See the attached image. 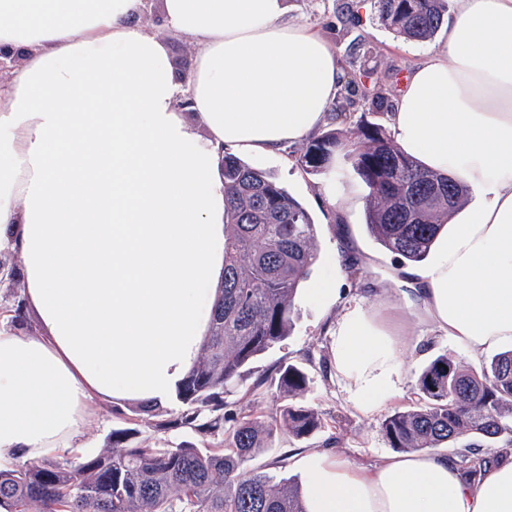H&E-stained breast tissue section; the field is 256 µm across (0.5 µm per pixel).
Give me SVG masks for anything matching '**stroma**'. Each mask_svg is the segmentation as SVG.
Masks as SVG:
<instances>
[{
	"instance_id": "obj_1",
	"label": "stroma",
	"mask_w": 512,
	"mask_h": 512,
	"mask_svg": "<svg viewBox=\"0 0 512 512\" xmlns=\"http://www.w3.org/2000/svg\"><path fill=\"white\" fill-rule=\"evenodd\" d=\"M340 0H291V16L316 29L336 52L340 64L357 56L366 70L378 78L383 101L371 104L352 100L347 110L352 118L386 124L393 106L394 91L411 67L436 48V41L411 42L395 36L375 17L372 7L358 15L339 10ZM162 0H143L138 22L168 47L179 76H186L194 48L188 38L161 23ZM251 167L273 174L300 201L316 224L314 249L316 261L304 288L295 301L293 330L290 336L257 359L250 373L224 393L228 408L247 414L271 416L279 412L282 400L270 393L253 394L261 379L274 376L281 365L292 363L307 375L302 400L321 414L324 428L306 440L277 434L273 454H288L286 467L275 469L276 478L299 479L298 460L312 448L337 454L353 463L369 466L396 456L382 435V420L397 410H407L417 399L416 381L423 369L436 357L447 356L468 369L480 368L481 359L470 357L453 339L440 335L423 323L416 292L400 280L397 269L403 259L383 248L365 225L364 210L342 217L320 186L324 175L304 173L286 152L250 159ZM356 275H349L348 267ZM336 284L338 299L332 303L318 300L312 293L317 282ZM393 304L392 342L398 353L401 384L397 391L368 411L353 402V385L340 375L335 363L336 319L344 309L361 307L373 311L381 297ZM129 404L125 401H99L86 432L84 452L69 455L72 463L105 450L113 431L127 428Z\"/></svg>"
}]
</instances>
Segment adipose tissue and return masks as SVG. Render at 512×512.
<instances>
[{
  "label": "adipose tissue",
  "instance_id": "ef3b65f1",
  "mask_svg": "<svg viewBox=\"0 0 512 512\" xmlns=\"http://www.w3.org/2000/svg\"><path fill=\"white\" fill-rule=\"evenodd\" d=\"M455 2L388 127L483 199L430 262L399 270L425 322L476 358L512 346V0ZM140 6L0 0V50L25 59L0 91V251L22 254L40 325L0 330V464L82 450L95 401L174 398L224 275L218 146L274 154L316 133L344 90L289 0H162L163 24L195 48L184 86ZM388 321L355 307L336 323V369L362 409L394 387ZM298 466L306 512H512V456L474 482L435 452L360 467L312 449Z\"/></svg>",
  "mask_w": 512,
  "mask_h": 512
}]
</instances>
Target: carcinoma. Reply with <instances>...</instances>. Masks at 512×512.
<instances>
[{
	"mask_svg": "<svg viewBox=\"0 0 512 512\" xmlns=\"http://www.w3.org/2000/svg\"><path fill=\"white\" fill-rule=\"evenodd\" d=\"M386 29L409 41L428 42L448 19L449 0H373ZM347 91L380 100L379 82L347 72ZM307 174H327L342 160L345 174L366 190L365 223L375 240L402 258L426 257L441 227L470 191L405 156L385 128L359 123L309 140L295 156ZM224 282L214 302L201 356L176 392L177 411L138 402L130 427L112 432L109 448L69 465L24 462L0 468V512H306L299 484L276 480L248 463L272 445L278 431L301 440L325 427L312 407L293 403L307 377L296 365L280 367L264 385L290 399L279 416L265 419L224 410V388L260 355L290 335L295 299L316 260L315 224L308 210L272 174L224 155ZM15 326L25 324L23 299L4 305ZM418 401L381 422L390 447L404 453L436 451L463 436L466 472L489 462L481 443L512 455V349L480 370H463L439 356L416 382ZM181 431L193 442L130 440L139 427Z\"/></svg>",
	"mask_w": 512,
	"mask_h": 512,
	"instance_id": "carcinoma-1",
	"label": "carcinoma"
}]
</instances>
